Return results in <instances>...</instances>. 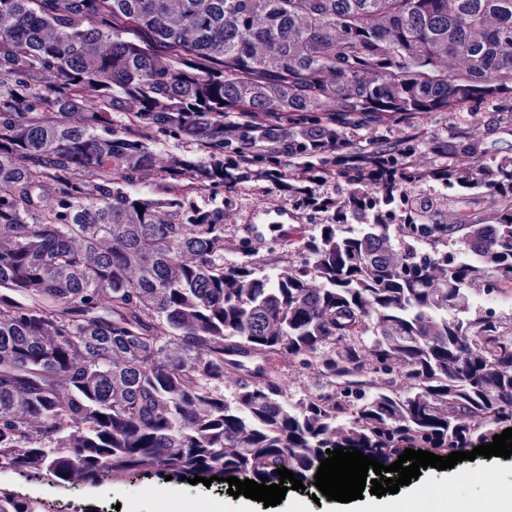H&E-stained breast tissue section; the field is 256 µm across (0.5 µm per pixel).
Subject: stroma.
<instances>
[{
	"label": "stroma",
	"mask_w": 512,
	"mask_h": 512,
	"mask_svg": "<svg viewBox=\"0 0 512 512\" xmlns=\"http://www.w3.org/2000/svg\"><path fill=\"white\" fill-rule=\"evenodd\" d=\"M384 142H401L403 152L397 163L416 159L430 168L447 163L449 153L470 157L474 161H499L512 158V99L497 103H478L473 110L414 114L403 122L389 121L370 127H346L340 149L314 157L312 168L338 169L345 153L370 137ZM155 159L153 166L142 173L137 193H148L160 177V164L169 157L181 156L191 160L203 158V150L195 142L167 141L151 146ZM412 199L432 200L443 209V221L454 222L463 214L487 210L490 204L486 188L463 190L456 185L425 176L410 188ZM198 204L208 208H224V260H247L258 273H265L266 260L273 255L283 262L299 264L303 255L285 245L263 240L242 249L246 226L276 219L301 225L304 234H314L317 225L327 223V214L311 211L304 197L283 191L278 181L249 177L215 188L199 197ZM458 473L485 472L502 485H512V457H476L455 465ZM450 471V472H453ZM450 472L427 468L422 470L420 482L442 485ZM228 482L215 481L211 486L190 484L184 479H166L162 474L130 472L98 482H55L47 477L27 478L8 468H0V493L41 501L43 512H159L160 505L153 490L163 491L167 501L178 504L182 512H232L235 499L227 492ZM317 491L313 481H306L302 490H288L284 500L274 506L257 502L254 512H342L343 506L334 500L314 502Z\"/></svg>",
	"instance_id": "stroma-1"
}]
</instances>
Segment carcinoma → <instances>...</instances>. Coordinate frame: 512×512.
<instances>
[{
    "label": "carcinoma",
    "instance_id": "cac0c4a2",
    "mask_svg": "<svg viewBox=\"0 0 512 512\" xmlns=\"http://www.w3.org/2000/svg\"><path fill=\"white\" fill-rule=\"evenodd\" d=\"M504 94L512 0H0V465L269 486L282 466L308 480L327 448L390 465L512 421V327L481 306L512 285V160L445 167L496 190L486 224L416 208L404 172L363 190L345 167L333 222L267 229L307 256L272 276L224 264V209L195 200L224 184L227 112L271 119L230 136L246 178L316 129ZM170 139L206 156L125 191ZM273 356L344 378L350 407L286 395ZM0 512L42 504L0 494Z\"/></svg>",
    "mask_w": 512,
    "mask_h": 512
}]
</instances>
